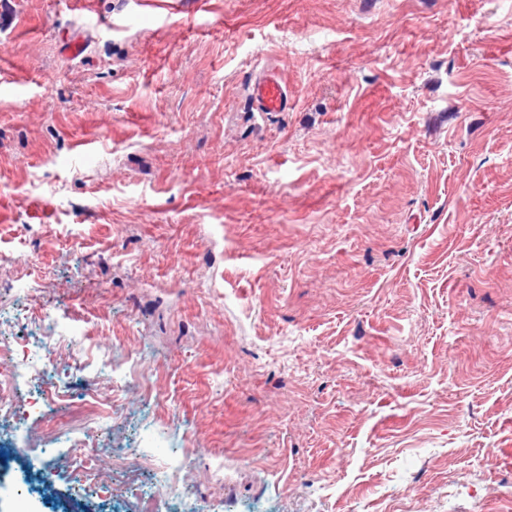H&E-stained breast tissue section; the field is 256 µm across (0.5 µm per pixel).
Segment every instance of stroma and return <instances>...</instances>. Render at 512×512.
<instances>
[{
  "mask_svg": "<svg viewBox=\"0 0 512 512\" xmlns=\"http://www.w3.org/2000/svg\"><path fill=\"white\" fill-rule=\"evenodd\" d=\"M73 1L0 0V337L112 419L8 512H512V0ZM249 84L253 112H288L294 106L288 84L276 69H260ZM16 344L21 347L20 354L22 359L20 360L21 369L32 377H40L50 370L51 357L47 349L41 352H29L27 353V345L21 340Z\"/></svg>",
  "mask_w": 512,
  "mask_h": 512,
  "instance_id": "obj_1",
  "label": "stroma"
}]
</instances>
